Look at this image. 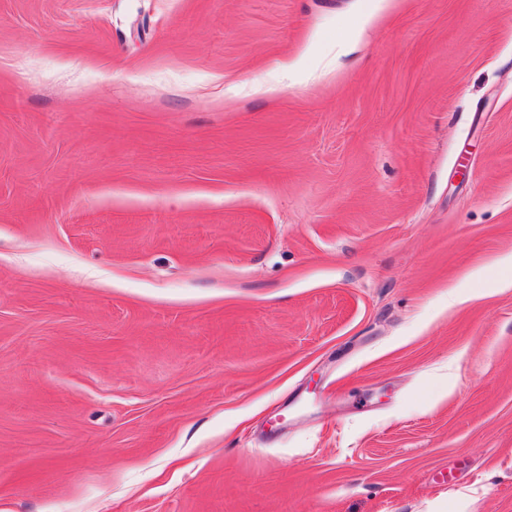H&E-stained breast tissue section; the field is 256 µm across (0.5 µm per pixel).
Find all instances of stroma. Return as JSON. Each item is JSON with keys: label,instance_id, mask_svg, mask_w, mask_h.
Instances as JSON below:
<instances>
[{"label": "stroma", "instance_id": "stroma-1", "mask_svg": "<svg viewBox=\"0 0 512 512\" xmlns=\"http://www.w3.org/2000/svg\"><path fill=\"white\" fill-rule=\"evenodd\" d=\"M512 0H0V512H512Z\"/></svg>", "mask_w": 512, "mask_h": 512}]
</instances>
